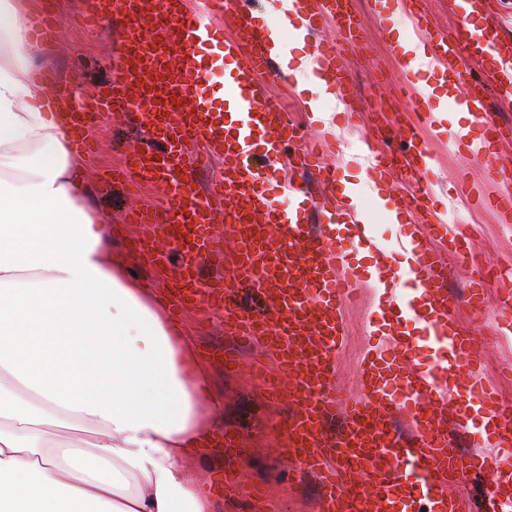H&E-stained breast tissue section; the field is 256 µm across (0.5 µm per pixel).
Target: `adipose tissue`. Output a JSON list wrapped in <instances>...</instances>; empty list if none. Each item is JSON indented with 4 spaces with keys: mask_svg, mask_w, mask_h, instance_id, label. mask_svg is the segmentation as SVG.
<instances>
[{
    "mask_svg": "<svg viewBox=\"0 0 512 512\" xmlns=\"http://www.w3.org/2000/svg\"><path fill=\"white\" fill-rule=\"evenodd\" d=\"M32 9L0 0V512H217L224 400L85 203L83 105L34 82Z\"/></svg>",
    "mask_w": 512,
    "mask_h": 512,
    "instance_id": "1",
    "label": "adipose tissue"
}]
</instances>
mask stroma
<instances>
[{"label": "stroma", "instance_id": "stroma-1", "mask_svg": "<svg viewBox=\"0 0 512 512\" xmlns=\"http://www.w3.org/2000/svg\"><path fill=\"white\" fill-rule=\"evenodd\" d=\"M84 0H56L55 8L69 25L60 31L56 52L48 57V66L58 75L56 91L77 90L86 97L100 95L105 83L114 75L113 57L117 55L122 35L115 27L84 28L74 25ZM353 9L364 29L365 39L360 49L344 54V66L350 72L354 88L361 99V115L353 123H345L337 110V97L322 99L323 111L332 115L330 131H323L311 112L296 95L293 87L267 84L266 90L274 104L285 108L297 122H310L315 136H326L332 147L326 156L329 165L337 166L338 181L358 188L356 210L370 224L380 247L394 251L400 233H415L427 237L428 226L421 216H411L408 224L390 220L392 203H376L367 188L365 161L367 140L383 139L386 149L399 151L404 147L402 134L395 120L405 112L409 102L400 89L406 79L403 67L396 61L394 48L399 40L408 39L405 28L381 32L374 16L372 0H353ZM131 117L116 113L97 125L92 135L97 142L94 153L87 155V177L95 186L93 207L108 212L118 226L112 237V254L124 260L132 272L158 293H166L175 282L181 266V256L172 251L159 229L140 224H123L124 212L134 206L160 204V187L145 185L139 196H130L125 188L112 181V167L141 150L134 135ZM432 156L428 177L434 185L435 203L446 224L455 231L471 236L474 257H452L448 260L447 286L455 297H463L477 277L476 265L491 266L502 272H512V214H498L476 206L478 198L505 191L503 183L484 180L475 156L465 147L449 144L447 133H433L423 128ZM152 238L160 250L169 252L170 260L155 265L144 260L134 249L137 240ZM351 301L341 305L346 341L336 355V373L331 381L334 389L345 395L361 396L364 392L358 374L360 360L378 346L385 331L381 324L384 298L378 285L371 280L355 284ZM230 310L188 308L177 317L185 335L194 338L197 354L209 368L212 381L224 394V430L237 435L248 453L243 457H228L225 463L207 471L209 483H216L225 470L238 476L240 493L259 487L265 492L271 512H317V484L300 477L299 461L282 445L278 428L287 408L268 401L262 374L257 366L272 363V356L261 344L243 345L240 364L225 369L223 362L209 357L212 349L235 345L224 335L226 313L255 314L261 309L256 291L237 290ZM486 378L499 390L505 405L512 407V334L497 336L491 341L484 366Z\"/></svg>", "mask_w": 512, "mask_h": 512}]
</instances>
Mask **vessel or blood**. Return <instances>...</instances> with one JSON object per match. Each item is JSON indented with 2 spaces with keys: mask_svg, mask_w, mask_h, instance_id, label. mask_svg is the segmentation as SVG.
<instances>
[{
  "mask_svg": "<svg viewBox=\"0 0 512 512\" xmlns=\"http://www.w3.org/2000/svg\"><path fill=\"white\" fill-rule=\"evenodd\" d=\"M413 26L437 69L463 92L474 117L477 142L471 151L493 180L512 177L496 148L512 138V128L496 123L493 104L512 102V29L486 18L474 25L471 0H448L460 18L453 31L429 27L424 13L403 0ZM308 30L328 22L341 41L319 43L314 56L320 71L345 107L347 120L360 114V99L342 63L345 50L356 49L362 28L350 0H309ZM198 16L185 0H112V23L124 32V50L103 106L109 112H131L141 117L147 142L133 157L138 174L165 183L174 204L164 214L135 211L129 222L154 224L176 233L175 249L183 258L179 291L190 292L200 307L222 302L226 279L257 284L266 300L261 317L235 315L224 332L260 343L276 356L279 374L270 388L272 397L291 405L283 430L287 447L305 472L317 480L322 494L319 512H475L473 500L450 492L470 476L491 472L483 495L492 512L512 507V411L503 408L497 391L487 386L480 367L485 339L462 335L455 326L459 302L446 287L445 262L421 241L405 243L404 265L376 267L379 278L395 289V317L413 311L414 299H430L421 336L401 335L383 349L366 355L360 364L365 395L347 399L330 392L334 355L344 341L339 306L352 292L341 275L345 253L336 248L335 229L352 226L356 243L370 241L358 215L322 201L295 182L279 183L255 167L249 156L263 148L265 157L284 144L302 138L287 113L274 105L259 79L287 82L288 74L271 55V32L256 25L250 0H206ZM61 19L50 0H42L29 17L33 39L54 45ZM223 52L229 70V102L242 120L226 127L201 87L209 70L206 54ZM413 95L415 122L403 125L406 149L377 154L369 176L392 189L395 173L425 174L431 155L419 140L416 123L433 120L429 103ZM222 161V177L207 194L195 184L205 160ZM304 171L318 182H336L335 168L324 165L312 151L299 155ZM288 207H281V198ZM431 183H417L412 195L424 221L453 251L471 256L468 238L449 233L432 206ZM231 223L236 254L227 274L203 278L208 267H222L224 254L218 221ZM498 292V323L492 335L512 328V278L480 273L470 288L467 306L472 316L484 313V292ZM433 349L428 369H414L422 346ZM470 369L469 383L459 388L454 368ZM482 410L493 425L490 449L466 452L458 447L449 426L465 427L472 411Z\"/></svg>",
  "mask_w": 512,
  "mask_h": 512,
  "instance_id": "vessel-or-blood-1",
  "label": "vessel or blood"
}]
</instances>
